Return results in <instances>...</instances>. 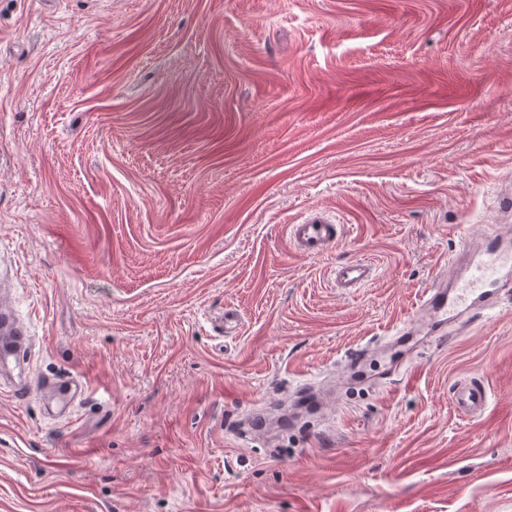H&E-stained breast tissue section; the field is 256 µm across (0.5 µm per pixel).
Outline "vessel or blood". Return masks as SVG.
<instances>
[{"label": "vessel or blood", "instance_id": "vessel-or-blood-1", "mask_svg": "<svg viewBox=\"0 0 512 512\" xmlns=\"http://www.w3.org/2000/svg\"><path fill=\"white\" fill-rule=\"evenodd\" d=\"M287 237L296 254L317 257L334 247L338 226L327 217L315 216L305 223L289 225ZM457 261L462 272L449 280L440 279L426 290L416 312L404 324V333L423 326L441 331L461 309L475 321L487 313L499 289L512 285V236L496 229L480 240H463ZM372 273L369 260L348 261L337 265L336 285L348 291L359 288L370 281ZM27 341L28 332L23 324L0 307V367L16 356ZM452 399L466 415H480L487 408L486 388L474 380L457 385Z\"/></svg>", "mask_w": 512, "mask_h": 512}]
</instances>
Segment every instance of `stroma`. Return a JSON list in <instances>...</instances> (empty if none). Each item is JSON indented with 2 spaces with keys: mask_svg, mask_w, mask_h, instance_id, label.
<instances>
[{
  "mask_svg": "<svg viewBox=\"0 0 512 512\" xmlns=\"http://www.w3.org/2000/svg\"><path fill=\"white\" fill-rule=\"evenodd\" d=\"M505 188L512 0H0V512H512V293L395 332ZM318 211L342 236L298 256ZM331 376L321 425L239 442ZM373 264L369 260L359 259L336 265V287L344 290L361 288L372 277ZM6 327H9L7 333ZM0 335V367L3 369L9 358L15 357L26 345L28 332L20 321L13 320L12 314L6 308L0 307ZM455 406L465 415H480L487 408V391L480 381L457 385L452 395Z\"/></svg>",
  "mask_w": 512,
  "mask_h": 512,
  "instance_id": "obj_1",
  "label": "stroma"
}]
</instances>
